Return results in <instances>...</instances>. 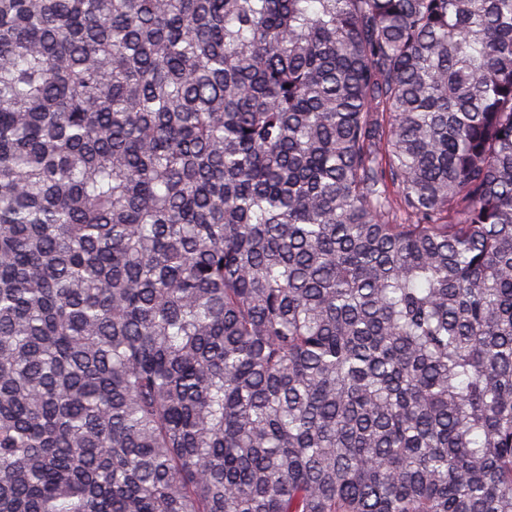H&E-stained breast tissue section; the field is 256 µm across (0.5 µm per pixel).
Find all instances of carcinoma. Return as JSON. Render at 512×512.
Here are the masks:
<instances>
[{
    "label": "carcinoma",
    "mask_w": 512,
    "mask_h": 512,
    "mask_svg": "<svg viewBox=\"0 0 512 512\" xmlns=\"http://www.w3.org/2000/svg\"><path fill=\"white\" fill-rule=\"evenodd\" d=\"M0 512H512V0H0Z\"/></svg>",
    "instance_id": "obj_1"
}]
</instances>
